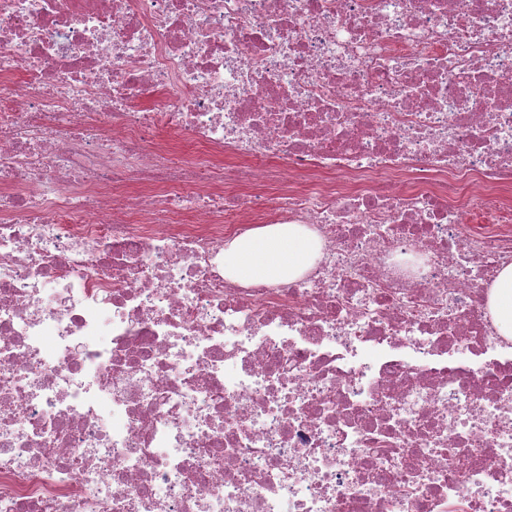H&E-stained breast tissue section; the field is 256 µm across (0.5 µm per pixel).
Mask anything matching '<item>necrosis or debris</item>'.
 Here are the masks:
<instances>
[{
  "instance_id": "4bbe7bcc",
  "label": "necrosis or debris",
  "mask_w": 512,
  "mask_h": 512,
  "mask_svg": "<svg viewBox=\"0 0 512 512\" xmlns=\"http://www.w3.org/2000/svg\"><path fill=\"white\" fill-rule=\"evenodd\" d=\"M511 192L512 0H0V512H512ZM319 250L316 235L301 224L260 226L224 245V274L245 284L291 281ZM487 288V308L500 334L512 338V265L503 267Z\"/></svg>"
}]
</instances>
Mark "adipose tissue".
<instances>
[{"instance_id": "adipose-tissue-1", "label": "adipose tissue", "mask_w": 512, "mask_h": 512, "mask_svg": "<svg viewBox=\"0 0 512 512\" xmlns=\"http://www.w3.org/2000/svg\"><path fill=\"white\" fill-rule=\"evenodd\" d=\"M316 235L299 224H268L234 238L224 247V273L245 283L291 281L313 264ZM487 308L501 335L512 338V265L490 284Z\"/></svg>"}]
</instances>
